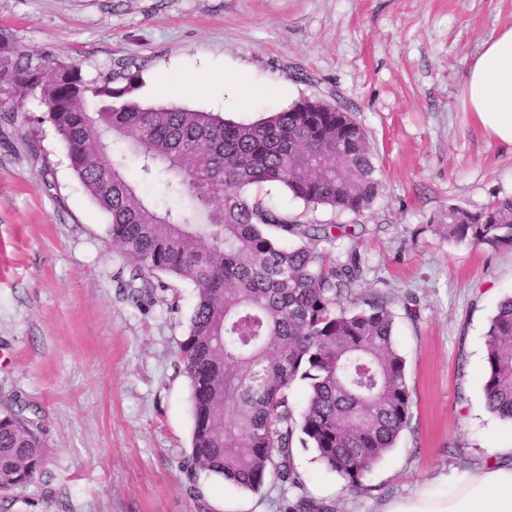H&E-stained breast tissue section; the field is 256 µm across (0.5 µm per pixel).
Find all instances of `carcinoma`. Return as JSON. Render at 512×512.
Masks as SVG:
<instances>
[{"label": "carcinoma", "instance_id": "carcinoma-1", "mask_svg": "<svg viewBox=\"0 0 512 512\" xmlns=\"http://www.w3.org/2000/svg\"><path fill=\"white\" fill-rule=\"evenodd\" d=\"M39 96L70 167L108 218V236L146 274L144 296L164 278L190 282L196 302L180 359L191 383L193 432L182 469L256 492L273 475L303 490L293 445L353 491L395 448L411 419L406 361L395 315L362 291L357 252L318 249L355 235L346 224H310L269 208L252 189L282 187L307 207L362 216L379 193L374 148L346 109L302 97L252 122L141 103L140 67L125 59L95 82L78 66L49 62L0 27V85ZM122 139L139 162L132 179L108 158ZM163 177L183 208L161 207L140 184ZM301 245L286 248L270 229ZM448 240L512 249V198L483 210L448 207ZM305 383L296 410L292 385ZM484 403L512 421V296L499 302L485 341ZM45 465L38 412L0 401V493L31 484ZM285 512H331L303 495Z\"/></svg>", "mask_w": 512, "mask_h": 512}]
</instances>
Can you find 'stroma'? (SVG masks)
Listing matches in <instances>:
<instances>
[{"instance_id":"obj_1","label":"stroma","mask_w":512,"mask_h":512,"mask_svg":"<svg viewBox=\"0 0 512 512\" xmlns=\"http://www.w3.org/2000/svg\"><path fill=\"white\" fill-rule=\"evenodd\" d=\"M0 27L90 81L134 59L145 104L248 122L331 94L365 129L379 194L355 237L319 248L357 251L365 290L396 313L411 420L356 493L295 445L305 496L332 512H380L512 443V423L487 411L482 390L512 250L457 244L440 228L449 206L476 212L512 196V146L489 142L458 105L483 44L512 27V0H0ZM228 74L237 92L212 102L205 82ZM0 105L16 116L0 125V397L40 412L46 453L0 512H283L276 480L256 492L203 471L188 480L192 390L179 344L192 284L136 298L133 264L52 126L26 135L43 105L3 85ZM259 194L307 221H355L275 185Z\"/></svg>"}]
</instances>
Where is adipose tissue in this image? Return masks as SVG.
I'll return each instance as SVG.
<instances>
[{
  "label": "adipose tissue",
  "instance_id": "1",
  "mask_svg": "<svg viewBox=\"0 0 512 512\" xmlns=\"http://www.w3.org/2000/svg\"><path fill=\"white\" fill-rule=\"evenodd\" d=\"M489 140L512 146V27L484 43L460 98ZM381 512H512V463L491 461L387 502Z\"/></svg>",
  "mask_w": 512,
  "mask_h": 512
}]
</instances>
